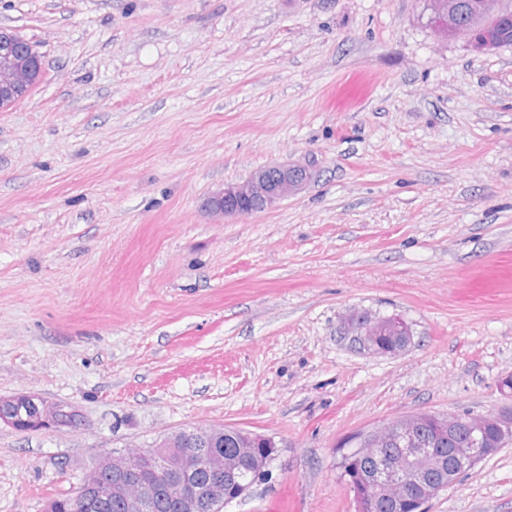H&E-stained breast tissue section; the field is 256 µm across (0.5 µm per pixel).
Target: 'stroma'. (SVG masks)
Segmentation results:
<instances>
[{"label":"stroma","instance_id":"1","mask_svg":"<svg viewBox=\"0 0 512 512\" xmlns=\"http://www.w3.org/2000/svg\"><path fill=\"white\" fill-rule=\"evenodd\" d=\"M426 0H0L45 71L0 111V512L190 426L273 437L226 512H355L349 435L512 407V45L438 33ZM278 163L276 207L204 210ZM365 313L410 344L359 349ZM429 512H512V443ZM4 403H10L19 409L4 413L9 410L7 405L1 407ZM0 408V421L22 432L46 429L57 424L59 411L57 425L73 424L76 421V414L66 410L67 407L62 406L60 410L58 404L49 403L33 395L19 394L0 398Z\"/></svg>","mask_w":512,"mask_h":512}]
</instances>
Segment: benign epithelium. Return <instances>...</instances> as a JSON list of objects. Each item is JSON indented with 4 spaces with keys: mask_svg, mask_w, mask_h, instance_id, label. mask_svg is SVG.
Masks as SVG:
<instances>
[{
    "mask_svg": "<svg viewBox=\"0 0 512 512\" xmlns=\"http://www.w3.org/2000/svg\"><path fill=\"white\" fill-rule=\"evenodd\" d=\"M432 25L448 37H462L477 53L490 50L496 33L489 22L503 11V0H476L475 9L483 24L461 20L450 0H428ZM37 53L17 33L0 30V101L12 100L28 89L32 62ZM310 179L301 165H274L254 173L246 182L227 184L205 202L206 211L224 217H238L275 207L284 198L299 192ZM364 316L354 327V341L373 353H385ZM18 411L0 412V421L22 431H37L57 424L59 406L33 395L0 398ZM225 427H192L164 438L154 448L112 455L93 468L74 494L83 505L93 501L118 500L128 512H154L162 499L179 512H205L227 506L234 497L224 486L243 470H253V482L260 479L256 450L266 447L276 452L273 438L259 434L240 436L237 453L224 456L213 446L229 435ZM512 438V411L498 415L469 412L421 413L390 420L364 432L361 447L351 455L354 475L347 484L357 512H369L377 498H392L409 510L425 512L427 504L442 486L433 475L448 470V485L454 486L481 459L503 441ZM448 440V457L437 448ZM395 443L401 454L381 458L375 471L361 468L367 449L385 448Z\"/></svg>",
    "mask_w": 512,
    "mask_h": 512,
    "instance_id": "obj_1",
    "label": "benign epithelium"
}]
</instances>
